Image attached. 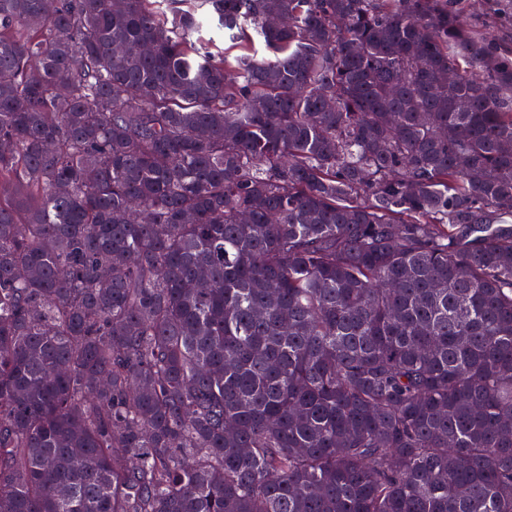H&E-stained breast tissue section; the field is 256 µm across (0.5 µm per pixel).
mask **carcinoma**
Returning a JSON list of instances; mask_svg holds the SVG:
<instances>
[{"mask_svg":"<svg viewBox=\"0 0 512 512\" xmlns=\"http://www.w3.org/2000/svg\"><path fill=\"white\" fill-rule=\"evenodd\" d=\"M43 2L0 0V512H512V42Z\"/></svg>","mask_w":512,"mask_h":512,"instance_id":"cac0c4a2","label":"carcinoma"}]
</instances>
